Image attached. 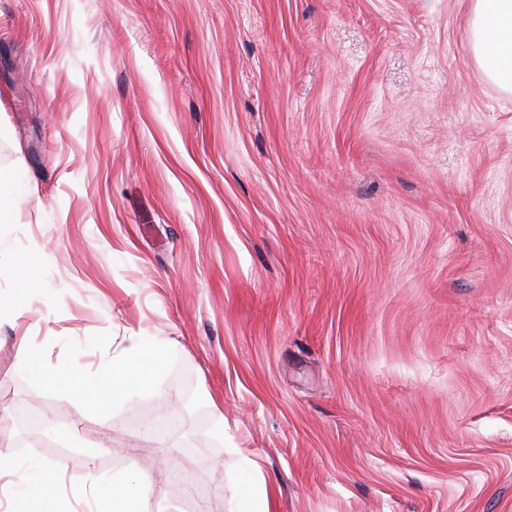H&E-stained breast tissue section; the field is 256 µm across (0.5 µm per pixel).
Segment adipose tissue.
<instances>
[{
	"instance_id": "adipose-tissue-1",
	"label": "adipose tissue",
	"mask_w": 512,
	"mask_h": 512,
	"mask_svg": "<svg viewBox=\"0 0 512 512\" xmlns=\"http://www.w3.org/2000/svg\"><path fill=\"white\" fill-rule=\"evenodd\" d=\"M468 41L485 77L503 93L512 94V0H471ZM152 345L138 343L114 356L107 366L113 382L146 386L149 364L158 362Z\"/></svg>"
}]
</instances>
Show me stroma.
I'll list each match as a JSON object with an SVG mask.
<instances>
[{
	"label": "stroma",
	"instance_id": "obj_1",
	"mask_svg": "<svg viewBox=\"0 0 512 512\" xmlns=\"http://www.w3.org/2000/svg\"><path fill=\"white\" fill-rule=\"evenodd\" d=\"M469 7L0 0V454L75 512H229L245 460L277 512H512V96ZM158 360L159 355L153 346L140 342L128 352L113 356L107 373L112 374L115 383L144 387L151 379L148 364H156ZM34 470H38V472L36 473L32 483L31 475ZM61 472L62 468L58 465L32 464L24 468H17L14 463V469L12 471V474L15 477L14 487L18 491L30 488L31 486L34 490H40L47 487L54 497L55 506L58 508L56 511L70 512L71 510L68 507L67 502L55 494V489ZM109 498L106 507L110 510L103 512H142L143 496L141 486L135 481L111 485L108 489Z\"/></svg>",
	"mask_w": 512,
	"mask_h": 512
}]
</instances>
